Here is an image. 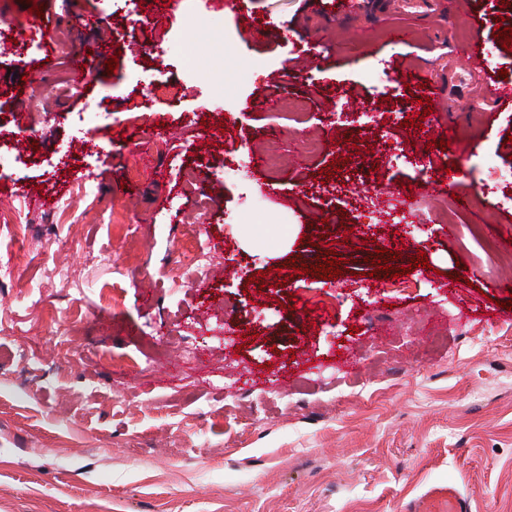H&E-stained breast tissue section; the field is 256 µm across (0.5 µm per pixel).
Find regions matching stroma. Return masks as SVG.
<instances>
[{
    "label": "stroma",
    "mask_w": 512,
    "mask_h": 512,
    "mask_svg": "<svg viewBox=\"0 0 512 512\" xmlns=\"http://www.w3.org/2000/svg\"><path fill=\"white\" fill-rule=\"evenodd\" d=\"M328 3L197 0L192 24L153 0H0V209L24 216L0 224V512H447L452 485L512 512V104L451 90L475 34L476 83H512V0H363L339 35ZM89 59L81 96L41 97ZM232 62L248 78L227 107ZM404 65L452 103L449 129ZM271 140L278 165H251ZM389 198L406 222L375 213ZM197 244L205 270L171 287ZM392 244L409 275L374 269Z\"/></svg>",
    "instance_id": "1"
}]
</instances>
